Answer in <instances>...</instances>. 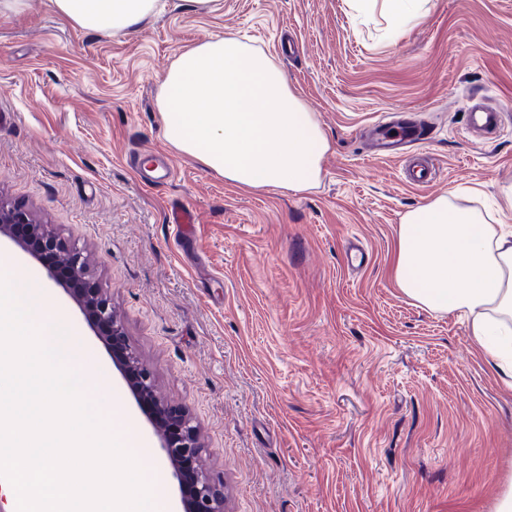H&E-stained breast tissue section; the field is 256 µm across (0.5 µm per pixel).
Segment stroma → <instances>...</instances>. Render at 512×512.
<instances>
[{
  "label": "stroma",
  "mask_w": 512,
  "mask_h": 512,
  "mask_svg": "<svg viewBox=\"0 0 512 512\" xmlns=\"http://www.w3.org/2000/svg\"><path fill=\"white\" fill-rule=\"evenodd\" d=\"M216 35L265 53L330 148L318 183L245 192L164 139L157 99L178 55ZM510 114L481 140L466 96ZM407 110L432 132L437 177L407 182L362 131ZM0 198L75 245L112 300L158 396L187 408L224 512H496L512 487V389L469 319L405 297L389 266L402 217L459 192L512 225V0H423L393 25L381 0H168L108 36L27 0L0 17ZM170 161L144 186L137 168ZM196 214L190 235L172 207ZM57 304L90 347L88 375L118 429L158 463V512L177 490L151 424L71 291Z\"/></svg>",
  "instance_id": "stroma-1"
}]
</instances>
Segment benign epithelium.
<instances>
[{
  "instance_id": "benign-epithelium-1",
  "label": "benign epithelium",
  "mask_w": 512,
  "mask_h": 512,
  "mask_svg": "<svg viewBox=\"0 0 512 512\" xmlns=\"http://www.w3.org/2000/svg\"><path fill=\"white\" fill-rule=\"evenodd\" d=\"M0 235L35 258L47 251L62 255L60 266L46 265L50 279L86 280V259L80 251L34 223L27 212L2 202ZM75 300L85 319L97 328L98 335L112 343L113 359L153 422L164 460L180 489L182 512H224V489L220 482L200 469L191 475L184 469L186 459L194 460L202 453L198 428L186 412L173 410L156 397L153 375L129 347L125 328L114 315L111 300L98 288L91 289L87 296L76 295Z\"/></svg>"
}]
</instances>
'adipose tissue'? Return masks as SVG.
<instances>
[{"label": "adipose tissue", "mask_w": 512, "mask_h": 512, "mask_svg": "<svg viewBox=\"0 0 512 512\" xmlns=\"http://www.w3.org/2000/svg\"><path fill=\"white\" fill-rule=\"evenodd\" d=\"M73 25L116 35L155 14L158 0H48ZM165 141L242 189L304 190L330 143L314 113L263 52L217 36L179 54L157 100ZM390 275L421 306L458 312L494 366L512 376V228L440 197L398 226Z\"/></svg>", "instance_id": "adipose-tissue-1"}]
</instances>
